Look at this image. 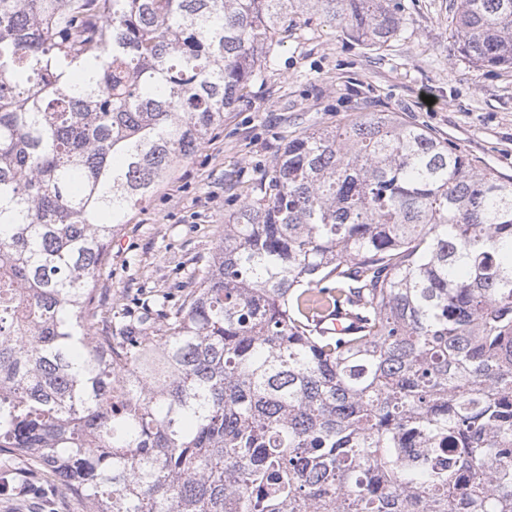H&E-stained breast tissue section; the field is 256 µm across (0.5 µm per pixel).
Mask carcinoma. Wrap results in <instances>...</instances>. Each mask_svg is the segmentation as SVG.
Returning a JSON list of instances; mask_svg holds the SVG:
<instances>
[{
  "mask_svg": "<svg viewBox=\"0 0 512 512\" xmlns=\"http://www.w3.org/2000/svg\"><path fill=\"white\" fill-rule=\"evenodd\" d=\"M380 50L398 0H0V453L88 512H512V179L397 112L290 139L158 330L112 237L296 19ZM512 68V0H458ZM361 320L324 334V314Z\"/></svg>",
  "mask_w": 512,
  "mask_h": 512,
  "instance_id": "cac0c4a2",
  "label": "carcinoma"
}]
</instances>
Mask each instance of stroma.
Listing matches in <instances>:
<instances>
[{"label": "stroma", "mask_w": 512, "mask_h": 512, "mask_svg": "<svg viewBox=\"0 0 512 512\" xmlns=\"http://www.w3.org/2000/svg\"><path fill=\"white\" fill-rule=\"evenodd\" d=\"M403 24L376 51L320 20L297 23L271 63L224 114L192 160L134 210L112 241L99 280L119 311L113 330L142 307L179 305L200 261L215 252L224 220L252 178L301 132L340 126L356 112H397L449 140L476 168L512 178V70L459 56L448 24L456 0H400ZM0 512H85L53 473L27 458L0 462Z\"/></svg>", "instance_id": "35a3bbf8"}]
</instances>
